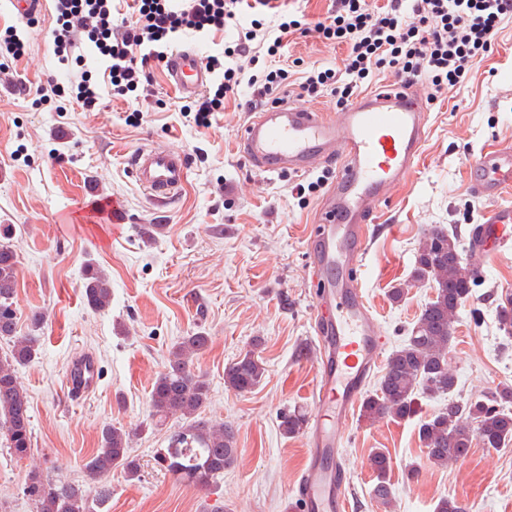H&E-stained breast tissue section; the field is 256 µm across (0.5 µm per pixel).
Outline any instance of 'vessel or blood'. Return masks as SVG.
<instances>
[{
    "label": "vessel or blood",
    "instance_id": "1",
    "mask_svg": "<svg viewBox=\"0 0 512 512\" xmlns=\"http://www.w3.org/2000/svg\"><path fill=\"white\" fill-rule=\"evenodd\" d=\"M168 80L192 96L209 82L201 51H172L164 62ZM428 108L413 87L398 83L368 93L338 114L295 103L280 104L248 121L240 136L244 156L260 171L306 173L338 163L335 181L319 210L309 243L313 279L331 316H317L320 360L316 367V409L310 450L293 491L304 512H349L351 476L341 459L345 425L365 386L379 367L385 341L361 288L368 226L381 203L414 171L421 156ZM132 173L159 205H167L188 176L185 154L144 149L134 154ZM476 193L492 201L487 221L498 241L512 239V205L499 198L512 193V146H495L476 165ZM98 383L92 357L74 359L67 390L79 400Z\"/></svg>",
    "mask_w": 512,
    "mask_h": 512
}]
</instances>
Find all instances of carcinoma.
I'll return each mask as SVG.
<instances>
[{"label": "carcinoma", "instance_id": "carcinoma-1", "mask_svg": "<svg viewBox=\"0 0 512 512\" xmlns=\"http://www.w3.org/2000/svg\"><path fill=\"white\" fill-rule=\"evenodd\" d=\"M11 225H0V339L11 343L0 357V431L7 448L17 458L26 457L32 444L29 399L18 368L37 355L36 337L16 334L17 258L10 244ZM458 232L434 226L417 254L414 279L435 283V296L425 303L407 340L389 355L378 387L362 403V417L403 420L414 411L420 397L446 396L448 404L419 426V437L434 465L446 466L471 448V432L477 431L487 448L512 441V386L502 385L483 398L461 400L454 395L457 380L448 368L453 322L458 310L472 297L480 276L462 272ZM84 293L94 310L110 306L112 288L92 265L83 270ZM203 332L178 342L169 354L166 370L156 379L150 396L152 417L162 422L180 418L185 425L172 432L160 449L157 463L177 479L199 491H208L224 477L237 459L235 436L228 423L219 425L197 418L209 396L203 376L191 370L193 358L209 344ZM265 374L256 350L250 349L224 367V385L238 393L258 386ZM305 416L293 412L283 417L281 429L293 435L303 429ZM377 483L375 496L391 503L387 474L390 458L375 452L369 459ZM114 468L134 476L139 463L131 455L130 433L114 426L101 430L100 448L89 458L85 484L53 481L36 469L28 474L26 487L36 512H94L112 497L106 482Z\"/></svg>", "mask_w": 512, "mask_h": 512}]
</instances>
